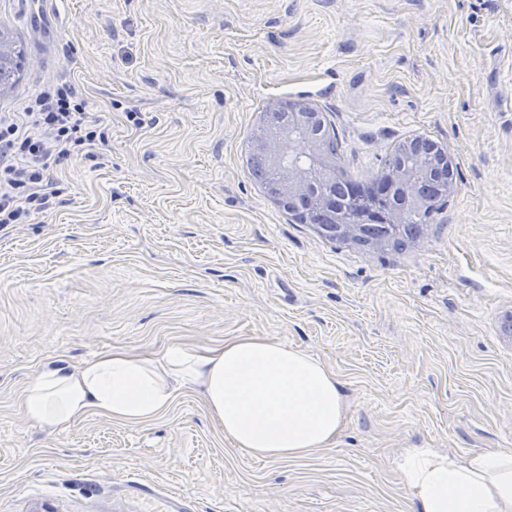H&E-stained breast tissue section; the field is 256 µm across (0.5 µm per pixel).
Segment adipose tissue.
Instances as JSON below:
<instances>
[{
	"label": "adipose tissue",
	"instance_id": "obj_1",
	"mask_svg": "<svg viewBox=\"0 0 512 512\" xmlns=\"http://www.w3.org/2000/svg\"><path fill=\"white\" fill-rule=\"evenodd\" d=\"M179 385L200 392L236 447L268 462L329 447L345 421L335 372L267 336H237L203 351L174 343L148 359L115 349L74 371L41 370L27 380L19 407L29 422L49 428L92 414L146 423L167 412ZM400 469L420 512H512V451L459 457L407 448Z\"/></svg>",
	"mask_w": 512,
	"mask_h": 512
}]
</instances>
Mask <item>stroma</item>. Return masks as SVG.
Here are the masks:
<instances>
[{"mask_svg":"<svg viewBox=\"0 0 512 512\" xmlns=\"http://www.w3.org/2000/svg\"><path fill=\"white\" fill-rule=\"evenodd\" d=\"M0 26L27 47L0 113L67 83L105 138L0 232V512H113L132 476L194 512H415L403 449H512V0H0ZM285 98L323 113L357 179L403 138L447 148L458 186L423 238L332 241L264 194L246 145ZM236 336L336 373L334 445L253 458L187 387L137 425L18 408L44 368Z\"/></svg>","mask_w":512,"mask_h":512,"instance_id":"obj_1","label":"stroma"}]
</instances>
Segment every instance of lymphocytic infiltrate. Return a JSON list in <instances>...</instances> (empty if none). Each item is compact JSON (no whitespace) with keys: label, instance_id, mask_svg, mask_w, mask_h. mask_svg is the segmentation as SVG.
Here are the masks:
<instances>
[{"label":"lymphocytic infiltrate","instance_id":"1","mask_svg":"<svg viewBox=\"0 0 512 512\" xmlns=\"http://www.w3.org/2000/svg\"><path fill=\"white\" fill-rule=\"evenodd\" d=\"M97 138L86 101L66 84L0 116V231L47 213L56 195L53 168L93 149Z\"/></svg>","mask_w":512,"mask_h":512}]
</instances>
